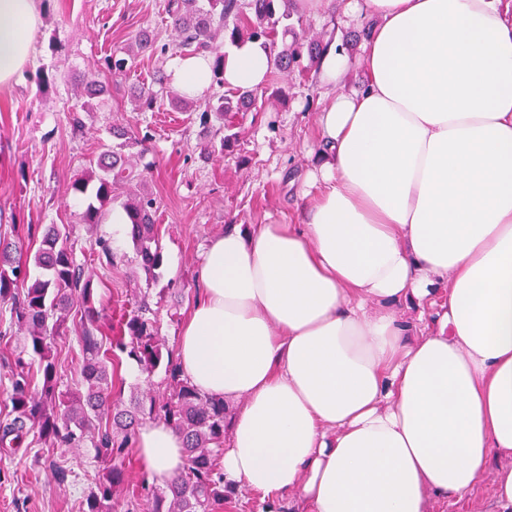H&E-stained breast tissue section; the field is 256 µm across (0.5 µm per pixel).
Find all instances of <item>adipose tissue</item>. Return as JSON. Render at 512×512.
Returning <instances> with one entry per match:
<instances>
[{
	"instance_id": "adipose-tissue-1",
	"label": "adipose tissue",
	"mask_w": 512,
	"mask_h": 512,
	"mask_svg": "<svg viewBox=\"0 0 512 512\" xmlns=\"http://www.w3.org/2000/svg\"><path fill=\"white\" fill-rule=\"evenodd\" d=\"M361 11L363 86L344 89L336 44L316 64L303 222L211 240L176 359L230 413L225 486L298 512H433L488 474L512 512V0ZM39 24L36 0H0V85ZM271 68L261 43L231 46L224 85L263 87ZM170 79L201 97L209 61L176 58ZM396 303L429 325L410 333ZM135 451L159 485L184 467L161 423Z\"/></svg>"
}]
</instances>
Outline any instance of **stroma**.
I'll use <instances>...</instances> for the list:
<instances>
[{"label": "stroma", "instance_id": "35a3bbf8", "mask_svg": "<svg viewBox=\"0 0 512 512\" xmlns=\"http://www.w3.org/2000/svg\"><path fill=\"white\" fill-rule=\"evenodd\" d=\"M348 3L334 0L333 8L314 10L305 0H295V14L310 34L336 37L348 48L353 65L345 87L350 90L363 83L366 72L364 24L345 23ZM165 5L166 0H40L32 57L11 84L0 86V235L36 243L43 225H72L76 259L91 278L100 316L131 309L136 289L149 287L158 332L172 352L200 295L197 268L212 238L228 224L299 219L323 90L309 68L286 79L270 73L263 111L236 114L233 148L223 157L207 158L195 113L168 106L135 111L128 88H156L173 61L169 54H141L110 93L95 100L92 111L82 112L84 131H74L72 116L81 103L70 91L71 81L103 71L104 58L128 47L138 30L154 31L162 43L172 41ZM41 73L51 82L40 92L35 78ZM116 126L151 134L145 159L152 165L149 185L159 200L156 223L163 256L161 276L151 284L129 261L134 254L130 238L113 240L111 221L94 230L80 224L83 201L70 189L101 144L111 141ZM99 236L111 241L115 262L94 246ZM24 345L8 304L0 302V421L11 411L9 371L16 357L27 362L32 389L41 387L39 360ZM54 352L63 388H76L82 360L77 328L57 337ZM99 475L89 448L54 454L38 445L16 449L0 456V512H82Z\"/></svg>", "mask_w": 512, "mask_h": 512}]
</instances>
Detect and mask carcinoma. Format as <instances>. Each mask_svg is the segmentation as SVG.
Here are the masks:
<instances>
[{"label": "carcinoma", "instance_id": "carcinoma-1", "mask_svg": "<svg viewBox=\"0 0 512 512\" xmlns=\"http://www.w3.org/2000/svg\"><path fill=\"white\" fill-rule=\"evenodd\" d=\"M168 0L166 11L177 33L175 43L160 44L141 32L134 45L142 52L165 54L170 50L204 55L211 61V82L224 86V41H260L269 50L273 68L286 77L301 66L303 59L317 61L325 50L321 39L311 36L302 24L291 22L293 0ZM288 21L284 32L291 41L278 39V26ZM135 62L130 50H115L105 59L111 78L124 76ZM83 105L109 93V85L95 76L77 87ZM135 110L152 112L164 101L160 91L141 88L132 97ZM170 105L185 112L199 110V126L207 143L203 155L231 147L228 135L215 145L212 121H224L233 112L257 111L250 90L227 96L214 94L195 104L177 91L170 93ZM150 135L140 130L112 128V142L101 145L95 162L71 183L74 194L84 198L81 223L94 227L102 223L110 205L127 187L122 208L126 212L128 236L134 246V262L146 281H155L162 266L156 232L158 201L148 188L152 165L138 169L134 162L148 151ZM73 225L45 226L33 259L25 258L22 239L0 238V301L11 302V314L26 333V347L40 359L42 386L30 390L27 363L19 356L12 372L10 393L13 418L0 424V449L8 452L23 445L28 436L46 448L95 450L103 473L86 497L83 512H112L116 489L124 482L123 462L132 449L135 427L147 415L162 421L183 438L185 467L181 475L163 489L147 494L144 512H221L227 495L235 490L224 486L218 458L224 448V401L206 396L185 377L171 353H163L155 310L149 292L135 300L118 327H109L110 347L103 348L97 333L98 313L93 306L91 279L77 263L71 236ZM41 270L33 277L29 263ZM82 325V388L61 389L53 354L54 338L64 334L70 320ZM127 353L142 370L152 373L164 367L165 391L149 392L124 403L112 393V350ZM112 420V429L101 431L102 418Z\"/></svg>", "mask_w": 512, "mask_h": 512}]
</instances>
